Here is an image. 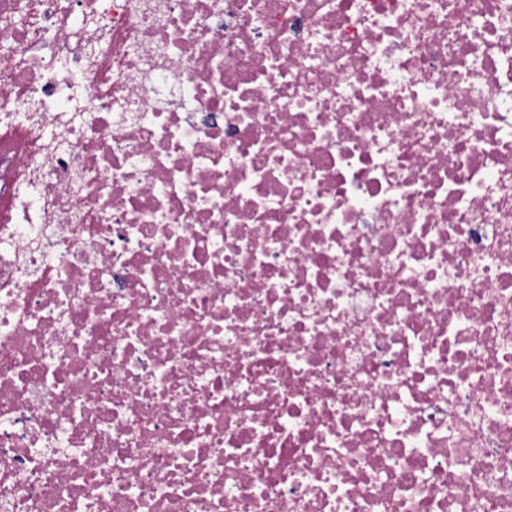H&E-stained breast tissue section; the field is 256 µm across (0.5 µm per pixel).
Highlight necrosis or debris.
Instances as JSON below:
<instances>
[{
    "instance_id": "obj_1",
    "label": "necrosis or debris",
    "mask_w": 512,
    "mask_h": 512,
    "mask_svg": "<svg viewBox=\"0 0 512 512\" xmlns=\"http://www.w3.org/2000/svg\"><path fill=\"white\" fill-rule=\"evenodd\" d=\"M0 512H512V0H0Z\"/></svg>"
}]
</instances>
